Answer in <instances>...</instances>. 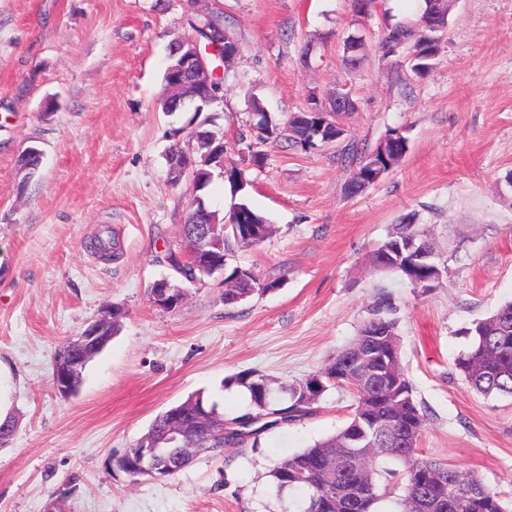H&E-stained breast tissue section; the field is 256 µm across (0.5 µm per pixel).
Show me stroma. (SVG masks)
Masks as SVG:
<instances>
[{
  "label": "stroma",
  "mask_w": 512,
  "mask_h": 512,
  "mask_svg": "<svg viewBox=\"0 0 512 512\" xmlns=\"http://www.w3.org/2000/svg\"><path fill=\"white\" fill-rule=\"evenodd\" d=\"M422 7L374 0L360 16L352 0H0V408L18 419L0 447V512H299L300 492L280 501L268 471L346 424L349 388L327 390L312 416L258 447L201 455L173 476L133 482L112 461L197 392L225 418L244 413L226 377L255 370L295 385L322 371L382 298L426 412L424 456L512 502V397L476 393L456 367L466 329L512 301V0H455L420 77L406 53L384 59L377 46L394 25L423 35ZM210 12L239 45L213 107L225 158L245 169L246 197L272 228L234 244L227 265L281 285L228 307L216 274L164 311L148 290L179 278L161 256L179 246L193 198L223 216L238 200L223 178L199 192L171 182L164 159L170 128L189 119L161 108L169 47ZM351 36L365 45L354 68ZM311 92L355 102L340 141L269 143L264 166L250 165L253 99L284 123ZM395 130L408 142L399 165L348 194L345 145L372 150ZM30 147L42 162L26 182L18 158ZM405 219L446 262L432 287L369 261ZM106 229L119 240L113 259L89 247ZM113 305L125 312L119 332L62 396L57 349Z\"/></svg>",
  "instance_id": "1"
}]
</instances>
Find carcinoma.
I'll return each mask as SVG.
<instances>
[{"label": "carcinoma", "instance_id": "cac0c4a2", "mask_svg": "<svg viewBox=\"0 0 512 512\" xmlns=\"http://www.w3.org/2000/svg\"><path fill=\"white\" fill-rule=\"evenodd\" d=\"M422 21L426 24L448 19L451 9L450 0H424ZM192 33L181 37L172 45H179L192 37L200 38V46L207 44V39L217 37L225 30L224 18L209 15L201 19H190ZM441 41L427 33L419 40L411 41V32L403 26L386 29L379 42L381 57L387 59L405 47L410 49L412 70L418 75H425L432 66V60L439 51ZM310 114L306 118L296 114L287 123H277L266 111L263 104L255 99L252 108L255 124L252 131L260 144L270 140H284L303 148H313L319 142L316 137L317 124L323 122L321 113L334 109V105H325L322 100L309 97ZM217 116H211L207 132L195 141L192 151L194 170L204 181L206 187L214 173L222 172L218 167L217 155L224 147V132L216 123ZM397 141V146L387 153L377 152L374 161L380 163L379 169L386 171L395 167L406 152L404 137L399 132L390 134ZM368 152L358 150L354 145L342 152V157L351 168L348 192L359 194L353 184L362 181L367 167L361 163ZM237 207L246 212L254 223L251 238H237L228 234L222 240L211 238L204 241L207 249L225 254L233 244H257L271 234V226L265 217L256 212L242 199ZM182 242L190 247L196 246L204 238L205 227L197 223V209H192L187 224L182 226ZM414 237L422 235L413 224H397L387 239L371 254V263L384 272L396 273L405 277L414 287L423 288L434 276V270L416 264L409 256L397 258L390 263L381 261L382 256L394 251L395 247ZM165 260L168 265L178 269L184 280L194 281L204 276H211L195 265L193 258L181 260L177 251L167 249ZM390 308V303L382 299L363 322L358 336L346 348L339 351L323 371L312 375L322 383L321 392L331 387L344 385L336 377V371H348L362 380L361 388L353 390L354 401L349 420L335 434L316 441L308 448L295 452L277 463L269 472L277 496L300 490L305 495V507L301 512H374L375 506L386 497H394L399 512H512L507 509L499 494L491 491L483 481L473 477L471 492L462 496L448 490V476L453 468L443 462L434 461L422 455L419 448L425 426V415L413 395V386L404 371L387 382V385L375 388L370 378L384 369L375 351L366 357L357 354V346L364 336H380L386 347H399L396 334L397 321L387 318L383 312ZM472 335L470 349L457 361L468 386L484 396L512 395V302L499 306L491 315L483 318L469 328ZM236 385L249 393L250 403L243 414L235 417L240 426L262 418L260 425L252 433V446H258L259 436L278 425L299 421L313 414L312 400H305V388L310 380L294 387L274 390L269 380L256 372L239 373L224 379V387ZM219 414L217 422L224 421V412L220 404L199 392L175 409L183 414L182 431L184 443L202 448L214 455L224 454V449L244 444V440L235 435L233 429L213 426L210 429L199 428L191 416L198 408ZM169 421V411L159 414L143 436L153 441L162 436ZM379 426L387 429L386 442L371 444L373 433ZM182 443V444H184ZM178 442L164 444L158 454L166 458L182 460V468L190 465L196 453H188ZM372 446L373 451L368 461L369 476L364 477L353 466L338 468L332 464L336 456H346L352 448ZM383 462L397 465L395 469L380 468ZM401 493H395V490Z\"/></svg>", "mask_w": 512, "mask_h": 512}]
</instances>
